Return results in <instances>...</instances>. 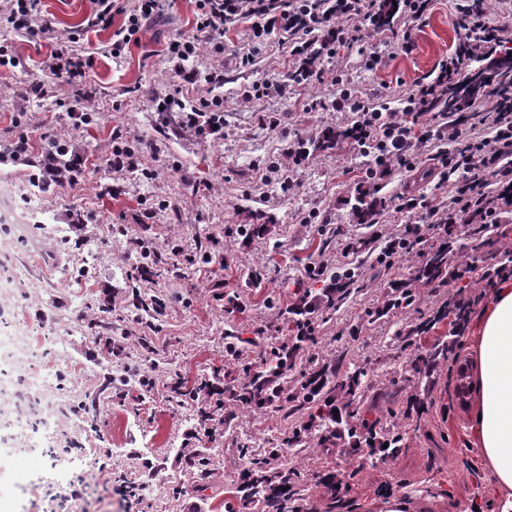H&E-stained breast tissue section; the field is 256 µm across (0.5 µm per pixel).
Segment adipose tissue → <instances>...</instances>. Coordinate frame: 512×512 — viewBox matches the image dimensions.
<instances>
[{"label": "adipose tissue", "instance_id": "1", "mask_svg": "<svg viewBox=\"0 0 512 512\" xmlns=\"http://www.w3.org/2000/svg\"><path fill=\"white\" fill-rule=\"evenodd\" d=\"M469 445L491 471V512H512V281L495 289L467 348Z\"/></svg>", "mask_w": 512, "mask_h": 512}]
</instances>
